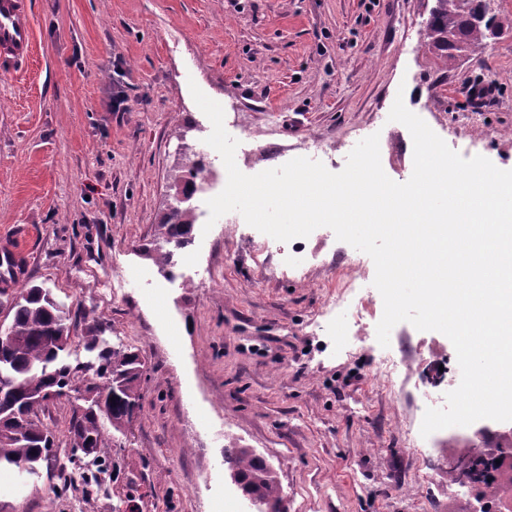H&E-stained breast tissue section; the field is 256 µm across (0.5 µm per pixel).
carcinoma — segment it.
I'll list each match as a JSON object with an SVG mask.
<instances>
[{
  "label": "carcinoma",
  "mask_w": 512,
  "mask_h": 512,
  "mask_svg": "<svg viewBox=\"0 0 512 512\" xmlns=\"http://www.w3.org/2000/svg\"><path fill=\"white\" fill-rule=\"evenodd\" d=\"M504 27L489 0H432L426 45L452 67L478 55ZM200 175L201 170L195 166L183 170L176 177L177 190L186 196L191 194ZM193 224L191 210L176 207L158 225L155 243L142 248L161 275L170 276L177 251L189 244ZM0 307L12 313V325L19 335L0 358V376L9 378L11 384L0 392V407L12 412L11 420H0V467L17 470L22 462L28 466V473L34 474L58 446L55 434L40 418L42 403L30 400L28 392H76L84 381L85 388L95 393L98 405L94 412L73 410L69 443L74 455L91 454L90 464L97 472L107 473V466L99 459V448L112 433L123 431L139 408V387L145 371L141 354L128 347L100 346L104 326L93 320L86 325L82 340L95 353L94 361L74 367L62 363L65 349L52 351L50 341L56 336L72 339L69 316L52 291L39 284L25 285L1 298ZM224 462L258 512H283L276 475L263 459L248 448H226Z\"/></svg>",
  "instance_id": "1"
}]
</instances>
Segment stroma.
<instances>
[{"label": "stroma", "instance_id": "stroma-1", "mask_svg": "<svg viewBox=\"0 0 512 512\" xmlns=\"http://www.w3.org/2000/svg\"><path fill=\"white\" fill-rule=\"evenodd\" d=\"M31 4L36 54L23 76H0V242L31 226L25 280L70 314L65 363L93 362L81 341L93 317L145 374L139 411L103 450L116 478L87 486L63 441L65 397L40 414L60 448L25 480L0 472V512H126L132 483L138 512H251L224 463L235 447L270 465L287 512H473L475 491L446 475L467 439L421 456L400 431L423 419L416 389L372 381L382 350L416 360L447 337L402 322L381 348L377 313L365 335L345 332L327 297L360 252L329 228L292 267L287 243L239 213L206 227L227 172L201 152L212 125L190 87L221 104L247 175L296 157L338 172L376 133L387 175L406 182L412 138L388 119L398 97L463 157L512 170V34L448 68L424 45L431 0ZM476 81L495 88L477 108ZM195 164L199 217L173 281L140 250L179 203L176 171Z\"/></svg>", "mask_w": 512, "mask_h": 512}]
</instances>
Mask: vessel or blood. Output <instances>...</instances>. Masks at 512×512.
<instances>
[{"mask_svg":"<svg viewBox=\"0 0 512 512\" xmlns=\"http://www.w3.org/2000/svg\"><path fill=\"white\" fill-rule=\"evenodd\" d=\"M34 48V23L30 0H0V72L20 74ZM24 253L13 246L0 248V285L19 283Z\"/></svg>","mask_w":512,"mask_h":512,"instance_id":"vessel-or-blood-1","label":"vessel or blood"}]
</instances>
